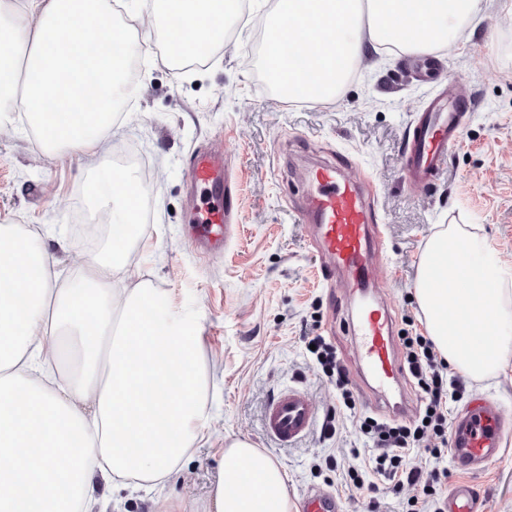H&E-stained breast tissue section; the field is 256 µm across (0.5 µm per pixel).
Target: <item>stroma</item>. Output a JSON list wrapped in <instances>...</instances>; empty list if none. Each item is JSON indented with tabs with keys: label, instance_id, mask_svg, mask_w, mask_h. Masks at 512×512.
I'll return each instance as SVG.
<instances>
[{
	"label": "stroma",
	"instance_id": "1",
	"mask_svg": "<svg viewBox=\"0 0 512 512\" xmlns=\"http://www.w3.org/2000/svg\"><path fill=\"white\" fill-rule=\"evenodd\" d=\"M502 3L483 0L461 39L440 52L362 59L335 99L314 104H287L263 87L254 12L227 20L226 46L181 71L166 57L158 21L141 24L137 92L103 142L106 157L129 147L153 169L140 201L142 239L128 244L123 275L128 287L157 288L171 313L197 329L209 441L157 488L116 491L109 512H156L169 498L179 512H209L220 451L237 439L284 469L291 502L318 488L338 495L345 512H403L414 487L373 495L347 487L336 468L368 447L355 421L337 412L336 386L307 352L306 337L323 336L336 349L358 411L375 408L350 341L357 303L344 282L323 280L296 207L303 174L314 164L340 165L365 187L386 232L374 294L395 318L412 316L417 330L425 328L415 297L420 262L441 226L461 225L490 243L512 289V15ZM427 64L436 66L437 83L456 85L475 107L435 186L420 192L404 180L405 145L436 90L437 83L418 76ZM14 119V131L0 135V224L56 225L67 248L59 272L70 276L109 238L101 233L89 246L72 230L91 214L85 188L108 191L109 170L73 152L46 154L23 108ZM202 144L223 151L240 181L239 233L224 255L207 262L185 236L188 168ZM145 240L152 245L147 253ZM461 382L453 412L489 398L512 419V359L482 380ZM288 388L305 392L318 415L308 438L283 446L267 436L264 409ZM469 479L488 512H512V437Z\"/></svg>",
	"mask_w": 512,
	"mask_h": 512
}]
</instances>
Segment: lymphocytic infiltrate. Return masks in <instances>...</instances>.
<instances>
[{
	"instance_id": "lymphocytic-infiltrate-1",
	"label": "lymphocytic infiltrate",
	"mask_w": 512,
	"mask_h": 512,
	"mask_svg": "<svg viewBox=\"0 0 512 512\" xmlns=\"http://www.w3.org/2000/svg\"><path fill=\"white\" fill-rule=\"evenodd\" d=\"M314 356L328 376L334 377L339 391L341 410L354 412L355 400L348 390V373L332 346L324 337H311ZM400 342L404 349V366L412 377L422 406L418 416L409 422L386 420L370 415L360 416V434L370 444L372 454L365 471L348 468L349 484L378 492L401 483L418 487L409 500L407 512H432L438 504V494L448 479L447 469H433L421 475L407 467L406 459L416 448H427L435 458L448 451L451 428L449 403L457 397L460 380L447 361L436 350L432 340L421 333L403 331Z\"/></svg>"
}]
</instances>
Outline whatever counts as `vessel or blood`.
Here are the masks:
<instances>
[{
  "instance_id": "1",
  "label": "vessel or blood",
  "mask_w": 512,
  "mask_h": 512,
  "mask_svg": "<svg viewBox=\"0 0 512 512\" xmlns=\"http://www.w3.org/2000/svg\"><path fill=\"white\" fill-rule=\"evenodd\" d=\"M468 101L454 89L438 94L419 117L406 145L405 177L415 185L435 184L448 162V152L461 135V118L469 112ZM192 190L202 191L207 201L191 209L193 240L202 256L219 253L232 241L238 224L233 206L234 181L224 155L210 147L197 148L189 165ZM308 190L302 199L299 219L313 229V243L321 259L324 280L344 276L352 294L363 297L352 332L360 368L372 381V403L388 404L405 372L396 354L392 316L388 307L373 300L375 256L384 227L360 184L344 177L340 166L323 164L309 171ZM317 410L301 390L288 389L272 398L264 414L265 429L274 440L293 444L308 437ZM452 454L465 470L484 468L512 435V421L505 419L496 402L482 400L458 413L452 424ZM301 512H343L335 495L311 490L300 501ZM446 512H485L484 503L466 481L456 483L445 501Z\"/></svg>"
}]
</instances>
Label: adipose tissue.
I'll list each match as a JSON object with an SVG mask.
<instances>
[{
	"mask_svg": "<svg viewBox=\"0 0 512 512\" xmlns=\"http://www.w3.org/2000/svg\"><path fill=\"white\" fill-rule=\"evenodd\" d=\"M240 0H155L156 16H182L188 35L171 58L215 46ZM482 0H280L265 45L280 65L289 101L331 96L348 65L388 46L437 52L462 36ZM128 32L112 0H0V104L21 99L43 148L96 154L117 101L128 99L115 60ZM93 70L100 96L85 94ZM86 114L99 123L85 126ZM98 207L133 226L142 194L128 170L111 173ZM54 225L0 224V334L15 341L0 360V512H107L128 478L163 482L205 440L198 336L184 319L159 317L165 302L146 284L127 290L115 275L126 239L112 236L60 280L44 245ZM66 373L54 374L56 365ZM214 512H291L286 476L238 440L223 450L210 489Z\"/></svg>",
	"mask_w": 512,
	"mask_h": 512,
	"instance_id": "obj_1",
	"label": "adipose tissue"
}]
</instances>
